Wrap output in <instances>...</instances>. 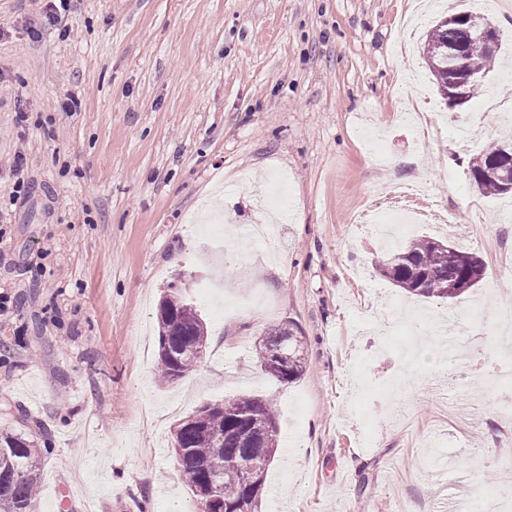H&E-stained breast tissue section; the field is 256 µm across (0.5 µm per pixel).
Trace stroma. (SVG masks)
Here are the masks:
<instances>
[{
  "instance_id": "1",
  "label": "stroma",
  "mask_w": 512,
  "mask_h": 512,
  "mask_svg": "<svg viewBox=\"0 0 512 512\" xmlns=\"http://www.w3.org/2000/svg\"><path fill=\"white\" fill-rule=\"evenodd\" d=\"M416 2L73 0L51 25L50 0H0V426L42 452L39 512H196L174 425L243 394L277 410L261 512H454L512 471V417L473 394L512 365V335L469 315L512 301V276L408 296L353 222L414 184L474 236L412 237L512 258V197L469 170L512 134V7L475 0L500 61L451 109L421 49L400 51ZM404 84L424 90L429 128L404 116ZM214 216L236 239L213 237ZM255 224L276 225L273 251L248 244ZM172 284L209 352L165 384L156 314ZM279 322L302 336L292 383L256 361ZM414 349L440 355V383Z\"/></svg>"
}]
</instances>
